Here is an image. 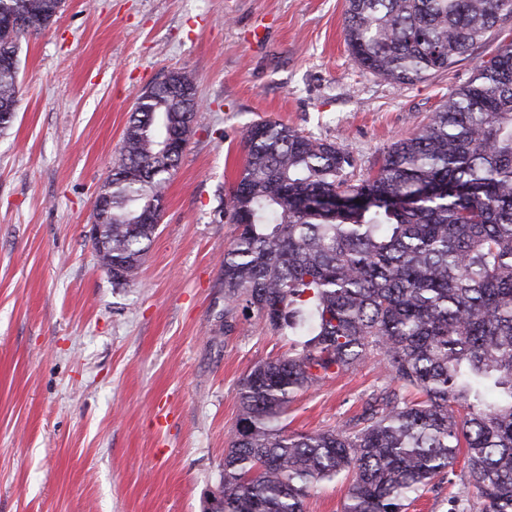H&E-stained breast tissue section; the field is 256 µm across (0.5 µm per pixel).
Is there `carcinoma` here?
<instances>
[{
	"label": "carcinoma",
	"mask_w": 512,
	"mask_h": 512,
	"mask_svg": "<svg viewBox=\"0 0 512 512\" xmlns=\"http://www.w3.org/2000/svg\"><path fill=\"white\" fill-rule=\"evenodd\" d=\"M65 0H0L49 27ZM512 18V0H346L354 63L407 85L444 73ZM26 29L0 35L18 58ZM18 69H0V131L18 112ZM195 115L190 77L137 95L102 184L112 286L136 283L181 155L163 165L171 86ZM244 167L224 201L238 233L221 260L224 327L252 309L296 336L286 356L239 382V411L216 487L222 512H305L312 487L351 477L340 512H405L438 480L462 489L448 512H512V40L355 180L340 145L277 122L243 134ZM131 170L144 176L127 179ZM380 356L383 403L344 425L288 432L298 394L335 365ZM461 468H456L457 464ZM475 495H470L469 490Z\"/></svg>",
	"instance_id": "1"
}]
</instances>
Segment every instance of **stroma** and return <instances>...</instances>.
Wrapping results in <instances>:
<instances>
[{
	"instance_id": "1",
	"label": "stroma",
	"mask_w": 512,
	"mask_h": 512,
	"mask_svg": "<svg viewBox=\"0 0 512 512\" xmlns=\"http://www.w3.org/2000/svg\"><path fill=\"white\" fill-rule=\"evenodd\" d=\"M345 0H66L19 45L0 132V512H202L224 469L237 385L292 337L257 312L225 331L224 195L246 127L333 141L355 178L489 60L396 85L359 69ZM200 102L138 282L116 288L87 231L137 95L167 73ZM371 358L299 395L294 432L330 429L385 385Z\"/></svg>"
}]
</instances>
